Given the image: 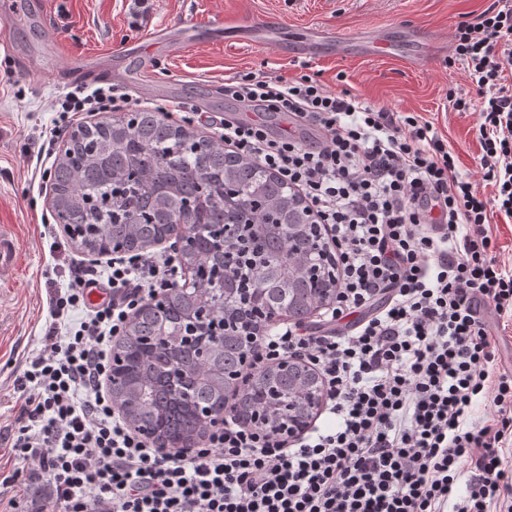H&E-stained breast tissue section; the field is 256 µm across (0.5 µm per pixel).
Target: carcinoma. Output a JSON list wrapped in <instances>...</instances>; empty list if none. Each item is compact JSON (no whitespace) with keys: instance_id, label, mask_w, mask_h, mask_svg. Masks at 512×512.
I'll list each match as a JSON object with an SVG mask.
<instances>
[{"instance_id":"1","label":"carcinoma","mask_w":512,"mask_h":512,"mask_svg":"<svg viewBox=\"0 0 512 512\" xmlns=\"http://www.w3.org/2000/svg\"><path fill=\"white\" fill-rule=\"evenodd\" d=\"M51 208L87 254L108 255L120 246L146 252L181 235L183 224L211 241L206 254L177 253L190 282L148 302L116 343L131 364L128 380L112 387L125 418L164 435L175 448L207 432L197 408L224 405L225 375L253 344L240 328L253 330L260 309L304 321L335 288L328 277L299 272L298 257L267 249L270 241L289 239L304 256L325 251L318 226L284 182L157 112H136L129 122L100 121L69 139L54 167ZM228 273L244 289L230 301L219 292ZM215 322L224 325V334L211 341L210 360L202 366L186 348L184 332L193 326L198 336L210 333ZM161 331L164 344L144 349L143 337ZM176 368L185 374L179 390L168 379ZM317 387L316 375L302 365L265 367L253 375L237 414L247 422L262 404L275 431L278 406L286 403L294 405L296 421L306 423L310 410L300 394Z\"/></svg>"}]
</instances>
